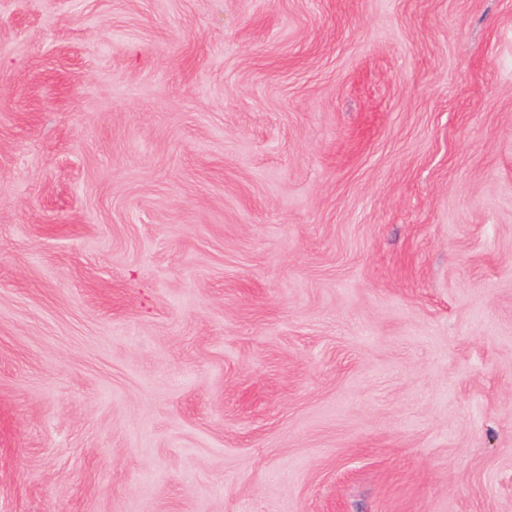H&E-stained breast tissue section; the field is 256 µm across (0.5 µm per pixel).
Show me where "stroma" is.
Returning a JSON list of instances; mask_svg holds the SVG:
<instances>
[{"mask_svg": "<svg viewBox=\"0 0 512 512\" xmlns=\"http://www.w3.org/2000/svg\"><path fill=\"white\" fill-rule=\"evenodd\" d=\"M0 512H512V0H0Z\"/></svg>", "mask_w": 512, "mask_h": 512, "instance_id": "stroma-1", "label": "stroma"}]
</instances>
